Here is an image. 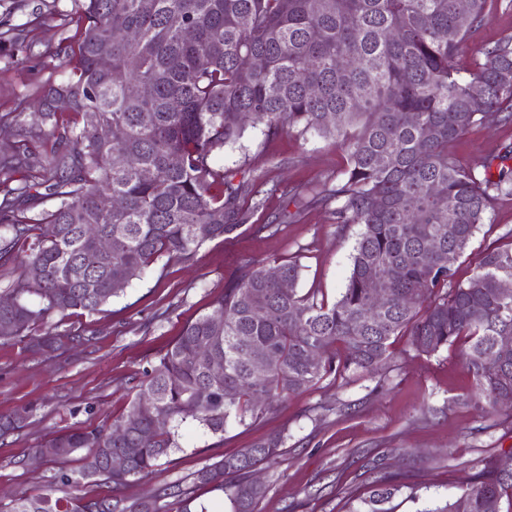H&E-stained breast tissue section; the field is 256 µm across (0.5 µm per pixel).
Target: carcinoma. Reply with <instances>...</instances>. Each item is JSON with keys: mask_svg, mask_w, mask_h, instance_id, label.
I'll use <instances>...</instances> for the list:
<instances>
[{"mask_svg": "<svg viewBox=\"0 0 512 512\" xmlns=\"http://www.w3.org/2000/svg\"><path fill=\"white\" fill-rule=\"evenodd\" d=\"M75 2L60 18L74 28L67 74L48 83L36 134L52 142L50 150H31L26 112L0 115L1 125L22 133L11 155H0V273L20 270L7 288L12 305L0 308L1 340L51 349L58 334L36 326L53 315L95 313L159 259L190 260L247 223L233 183L239 170L216 168L212 158L240 142L248 121L268 138L288 131L334 139L345 154L342 178L311 202L336 203L338 223L360 224L362 232L330 305L295 287L282 293L261 264L224 285L135 386L127 414L115 421L126 425L123 436L101 425L48 440L56 460L81 454L77 477L60 473L54 481L122 486L181 450L182 425L222 435L231 421L255 423L274 403L328 377L375 370L399 336L426 355L460 346L485 412L512 397V349L496 344L512 332V294L498 288L512 280V243L488 246L466 280L448 264V255L456 261L465 253L496 198L512 195V170L463 164L450 152L487 112L512 124V37L483 51L469 76L455 66L467 37L488 19L487 0H468L465 23L458 0ZM131 29L134 39L126 37ZM341 59L348 65L338 66ZM477 88L481 110L471 107ZM61 98L64 115L54 107ZM113 127L124 129L122 140L110 138ZM141 167L153 178H142ZM20 170L25 175L14 178ZM112 196L120 205L104 208ZM39 198L51 208L33 211ZM92 231L111 237L112 249L95 250ZM432 240L439 248L429 247ZM374 273L387 288L377 309ZM217 311L220 323L211 320ZM263 350L272 360L259 373L249 353ZM313 351L323 355L318 366L309 362ZM147 399L167 428L153 432L140 416ZM26 415H1L0 437L22 428ZM283 445L269 435L198 470L193 483L228 486L231 512H257L265 488L250 473ZM116 451L127 461L121 472L107 465ZM399 489L384 482L350 512H391L386 504ZM176 496L179 512H207L191 491ZM82 508L161 512L155 500L50 494L16 499L8 512ZM431 512H512V476L484 459L456 499Z\"/></svg>", "mask_w": 512, "mask_h": 512, "instance_id": "1", "label": "carcinoma"}]
</instances>
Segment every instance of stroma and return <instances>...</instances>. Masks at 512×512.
Wrapping results in <instances>:
<instances>
[{
    "label": "stroma",
    "instance_id": "stroma-1",
    "mask_svg": "<svg viewBox=\"0 0 512 512\" xmlns=\"http://www.w3.org/2000/svg\"><path fill=\"white\" fill-rule=\"evenodd\" d=\"M74 8V0H0V31L10 34L0 42V114L37 104L45 83L62 78L72 31L60 26L59 16ZM488 10L487 21L456 58L461 73L480 61V49L512 36V0H489ZM509 148L512 125L490 113L452 152L465 164L497 165ZM213 164L241 167L246 180L268 190L264 206L244 226L207 242L193 261L160 260L98 313L55 315L51 323L58 332L84 335L76 348L49 353L0 341V415L30 411L24 428L0 439V512H8L12 500L46 491L71 496L70 487L53 477L76 471L77 458L35 463V448L56 433L125 413L158 353L249 265L299 261V291L330 303L344 287L361 225L337 223L332 207L314 208L293 195L296 187L340 176L344 154L332 140L292 133L268 138L251 127L240 145L216 153ZM271 223L277 233L267 232ZM510 242L512 195L503 194L459 259V276L471 275L487 246ZM392 351L374 374L325 379L289 395L261 422L229 424L224 436L184 427L181 452L162 459L152 474L117 488L88 484L84 492L152 498L162 512H176L177 499L165 489L179 484L192 488L208 512H228L226 493L193 486V474L280 433L281 457L260 468L266 492L258 512H349L357 497L383 480L401 486L390 502L393 512H428L455 499L482 459L512 451V410L485 415L476 408L473 378L457 347L426 356L403 336Z\"/></svg>",
    "mask_w": 512,
    "mask_h": 512
}]
</instances>
